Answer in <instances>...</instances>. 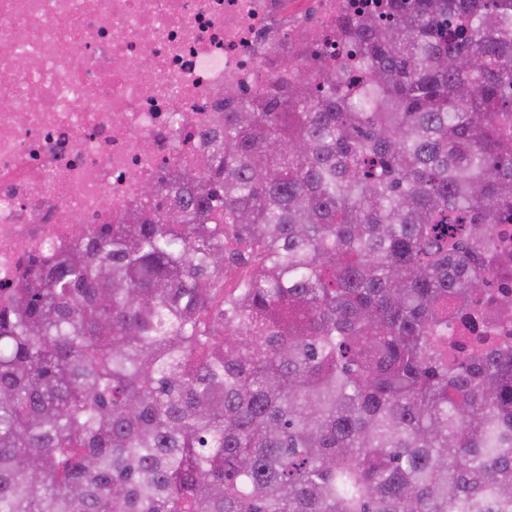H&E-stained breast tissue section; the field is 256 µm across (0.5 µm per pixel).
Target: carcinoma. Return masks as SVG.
Segmentation results:
<instances>
[{"label":"carcinoma","instance_id":"obj_1","mask_svg":"<svg viewBox=\"0 0 512 512\" xmlns=\"http://www.w3.org/2000/svg\"><path fill=\"white\" fill-rule=\"evenodd\" d=\"M0 297V512H512V0H372Z\"/></svg>","mask_w":512,"mask_h":512}]
</instances>
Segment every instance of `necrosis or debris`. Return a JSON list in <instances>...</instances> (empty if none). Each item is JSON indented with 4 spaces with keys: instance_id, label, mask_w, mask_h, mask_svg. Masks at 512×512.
<instances>
[{
    "instance_id": "1",
    "label": "necrosis or debris",
    "mask_w": 512,
    "mask_h": 512,
    "mask_svg": "<svg viewBox=\"0 0 512 512\" xmlns=\"http://www.w3.org/2000/svg\"><path fill=\"white\" fill-rule=\"evenodd\" d=\"M355 0H0V288L52 262L76 224L130 210L163 162L333 42ZM37 61L18 68V57Z\"/></svg>"
}]
</instances>
